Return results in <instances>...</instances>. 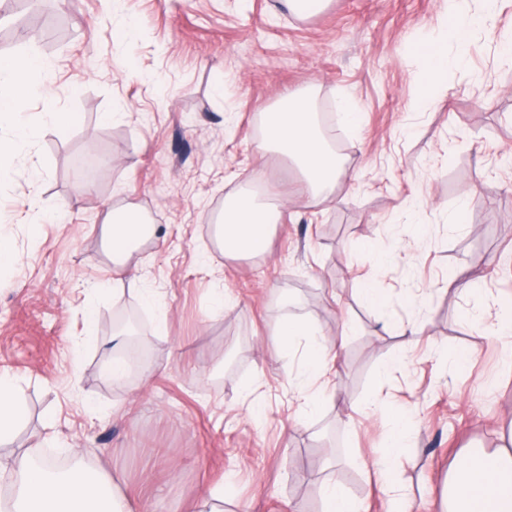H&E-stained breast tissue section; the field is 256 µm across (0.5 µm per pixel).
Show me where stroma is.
<instances>
[{
	"mask_svg": "<svg viewBox=\"0 0 512 512\" xmlns=\"http://www.w3.org/2000/svg\"><path fill=\"white\" fill-rule=\"evenodd\" d=\"M62 2L59 24L8 49L55 67L24 113L77 119L63 133L41 125L0 179L15 256L0 268V374L18 376L27 410L0 469L38 445L119 477L139 512H186L206 486L223 487L224 512H323L331 480L387 512L375 470L388 414L368 408L381 392L412 422L396 485L412 512H441L462 452L512 432V337L486 339L475 316L512 303V65L496 40L476 34L466 66L424 99L445 0H328L307 17L282 0ZM309 90L315 105L347 95L361 113L356 133L332 126L345 170L325 199L286 157L255 155L266 110ZM81 155L94 168L79 176ZM256 170L281 217L266 252L230 260L207 218ZM111 207L157 229L118 293ZM466 278L479 293L456 288ZM368 281L384 307L362 302ZM121 310L145 315L146 357L116 387L105 368ZM286 313L346 337L312 418L295 386L303 357L273 352ZM403 326L421 342L393 369ZM254 380L257 420L241 395Z\"/></svg>",
	"mask_w": 512,
	"mask_h": 512,
	"instance_id": "stroma-1",
	"label": "stroma"
}]
</instances>
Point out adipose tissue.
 Here are the masks:
<instances>
[{
    "label": "adipose tissue",
    "mask_w": 512,
    "mask_h": 512,
    "mask_svg": "<svg viewBox=\"0 0 512 512\" xmlns=\"http://www.w3.org/2000/svg\"><path fill=\"white\" fill-rule=\"evenodd\" d=\"M496 0H483L481 11H473L470 0H448L446 14L453 26L438 22L439 40L430 53L432 75L461 66L475 31L492 32ZM52 64L35 52L0 57V123H8L10 136L0 141V175L9 172L14 159L29 145L36 125L47 122L66 130L73 116L49 111L22 118L27 94L41 87ZM276 149L299 171L310 196L318 198L334 190L344 166L343 160L327 148L319 130L317 115L308 95H289L278 110L268 113L266 136L257 154ZM273 217L253 197L243 196L224 206L222 223L214 225L213 236L226 257L237 258L266 250ZM155 237L153 225L144 223L137 212L112 209L104 245L112 256V278L122 281L134 254ZM277 355L290 357L304 352V379L321 381L330 363L339 362L345 339L317 338L314 328L302 318L286 314L274 327ZM38 449L15 461L11 472L15 493L0 503V512H135L128 498L118 490L114 477L104 471L76 466L61 478L38 475L32 459ZM447 512H512V448L471 451L456 465L448 480Z\"/></svg>",
    "instance_id": "adipose-tissue-1"
}]
</instances>
